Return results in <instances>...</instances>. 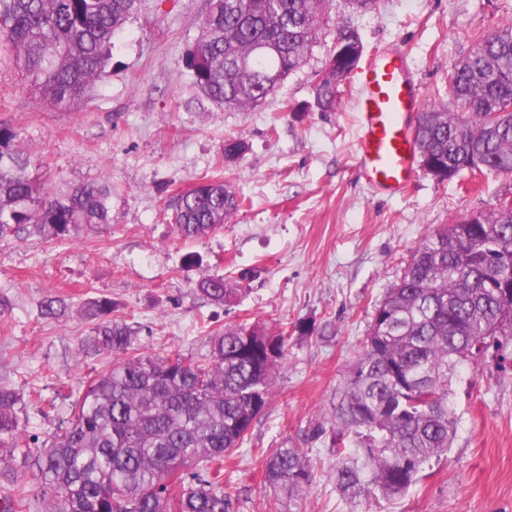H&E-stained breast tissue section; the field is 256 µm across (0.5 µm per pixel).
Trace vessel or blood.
<instances>
[{"label":"vessel or blood","instance_id":"1","mask_svg":"<svg viewBox=\"0 0 512 512\" xmlns=\"http://www.w3.org/2000/svg\"><path fill=\"white\" fill-rule=\"evenodd\" d=\"M358 170L378 193L397 196L418 175L419 148L410 119L423 108L409 61L379 54L356 74Z\"/></svg>","mask_w":512,"mask_h":512}]
</instances>
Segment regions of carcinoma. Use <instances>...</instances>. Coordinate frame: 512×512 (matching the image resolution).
Returning a JSON list of instances; mask_svg holds the SVG:
<instances>
[{"label": "carcinoma", "instance_id": "obj_1", "mask_svg": "<svg viewBox=\"0 0 512 512\" xmlns=\"http://www.w3.org/2000/svg\"><path fill=\"white\" fill-rule=\"evenodd\" d=\"M138 0H0V45L10 50L31 93L51 103L87 94L112 59L114 39ZM329 0H210L200 39L184 62L213 103L249 110L272 96L301 66ZM335 66L319 79L323 112L340 105V86L361 62L354 28L336 33ZM448 93L459 111L430 106L415 138L422 169L443 183L464 170L512 176V27L482 36L453 67ZM20 131L0 122V241L33 236L72 243L84 229L112 228V189L82 183L57 194L32 176L17 148ZM246 144L224 140V159ZM244 199L219 179L199 183L167 203L177 235L190 240L223 228ZM198 292L224 303L235 292L221 275L203 277ZM70 308L48 296L40 317ZM100 296L76 307L94 323L85 354L112 365L88 377L71 418L33 459L44 512H229L236 489L224 485V459L252 435L266 411L290 333L232 325L212 338L210 356H146L136 329L111 319ZM512 342V207L464 216L436 230L413 251L401 277L374 309L362 352L350 365L329 422L316 437L336 456L335 481L350 500L391 498L420 480L448 451L456 420L449 375L490 347ZM18 392L0 386V467L9 466L24 429ZM265 481L275 502L302 498L314 480L304 449L270 448ZM0 512H26L24 486Z\"/></svg>", "mask_w": 512, "mask_h": 512}]
</instances>
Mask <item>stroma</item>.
<instances>
[{"instance_id": "35a3bbf8", "label": "stroma", "mask_w": 512, "mask_h": 512, "mask_svg": "<svg viewBox=\"0 0 512 512\" xmlns=\"http://www.w3.org/2000/svg\"><path fill=\"white\" fill-rule=\"evenodd\" d=\"M208 10L209 0H141L105 74L66 105L31 98L13 54L0 47V121L20 130L33 173L58 191L86 182L112 189L107 232L62 245L0 242V385L20 393L24 425L12 473H0V497L19 481L32 494L29 512H43L23 451L67 421L60 387L111 362H78L90 322L73 311L43 320L42 300L105 296L115 318L136 322L138 348L153 357L208 356L210 336L228 325H312L290 338L267 413L224 467L225 483L239 490L230 512H271L263 456L280 446L304 449L314 468L290 512H512V366L493 356L458 365L450 448L400 497L343 499L336 459L313 436L363 349L375 307L426 235L512 199V176L493 173L440 184L422 172L395 197L360 179L356 84L343 86L337 111L315 104L336 32L356 29L369 56L405 51L425 104L448 106L452 66L476 36L512 24V0H380L366 13L330 0L304 64L249 111L214 105L184 65ZM228 137L247 145L239 161L224 159ZM211 177L245 203L222 229L182 240L166 202ZM213 274L234 288L230 302L198 293V281Z\"/></svg>"}]
</instances>
